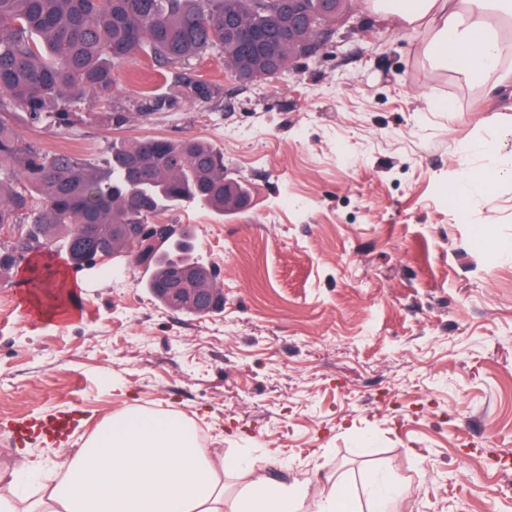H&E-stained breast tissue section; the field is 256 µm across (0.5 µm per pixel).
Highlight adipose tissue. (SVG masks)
Masks as SVG:
<instances>
[{
    "instance_id": "obj_1",
    "label": "adipose tissue",
    "mask_w": 512,
    "mask_h": 512,
    "mask_svg": "<svg viewBox=\"0 0 512 512\" xmlns=\"http://www.w3.org/2000/svg\"><path fill=\"white\" fill-rule=\"evenodd\" d=\"M375 14L403 27L427 26V51L463 84L512 85V0H369ZM512 168L472 169L453 183L456 198L477 195L494 207L493 186ZM244 471L249 488L224 499V476ZM39 495L21 492L28 478ZM339 485L309 499L302 483L272 482L262 468L203 448L187 420L131 409L104 422L78 453L49 472L25 465L0 476V512H348Z\"/></svg>"
}]
</instances>
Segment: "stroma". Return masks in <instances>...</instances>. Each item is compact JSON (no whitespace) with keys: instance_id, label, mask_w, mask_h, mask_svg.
<instances>
[{"instance_id":"obj_1","label":"stroma","mask_w":512,"mask_h":512,"mask_svg":"<svg viewBox=\"0 0 512 512\" xmlns=\"http://www.w3.org/2000/svg\"><path fill=\"white\" fill-rule=\"evenodd\" d=\"M346 36L279 78L242 84L208 52L168 76L216 85L169 95L147 62L127 66L112 103L123 126L20 124L21 137L96 162L115 140L203 138L253 195L219 218L185 205L157 215L194 235L215 266L224 308L199 317L159 305L144 266L73 267L64 250L0 277V474L26 459L52 467L107 419L175 413L204 447L246 456L277 482L340 483L367 512V477L402 489L395 512H512V180L495 188V223L473 198L451 203L464 170L512 155L462 143L512 127V94L487 96L431 66L426 28H391L352 0ZM76 288L77 315H48L50 286ZM72 418L53 443L19 425Z\"/></svg>"}]
</instances>
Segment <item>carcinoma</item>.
<instances>
[{
    "label": "carcinoma",
    "mask_w": 512,
    "mask_h": 512,
    "mask_svg": "<svg viewBox=\"0 0 512 512\" xmlns=\"http://www.w3.org/2000/svg\"><path fill=\"white\" fill-rule=\"evenodd\" d=\"M316 34L336 26V12L316 0H295ZM264 38L251 51L244 35ZM214 50L236 76L268 80L297 58L288 39V0H0V274L57 244L79 266L126 243L120 224L184 205L217 216L234 213L249 194L224 175V152L200 138L114 141L98 166L25 141L16 129L74 124L63 102L85 94L108 97L117 74L142 59L157 66ZM178 93L209 100L218 93L203 81L176 84ZM146 288L157 291L174 273L191 268V288H213L208 265L192 256L187 232L156 249Z\"/></svg>",
    "instance_id": "carcinoma-1"
}]
</instances>
